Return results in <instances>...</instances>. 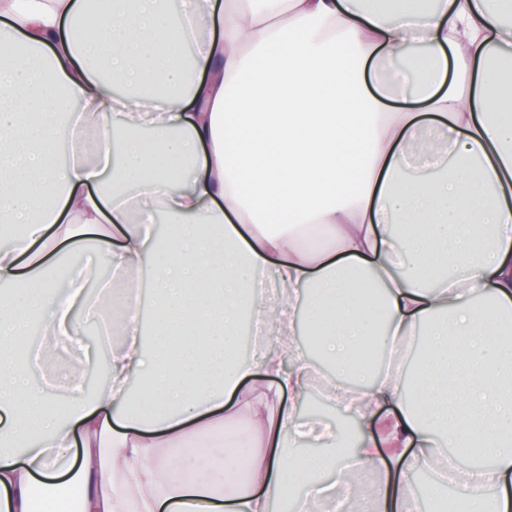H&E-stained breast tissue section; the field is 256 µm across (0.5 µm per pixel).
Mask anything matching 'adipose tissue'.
I'll return each instance as SVG.
<instances>
[{
	"instance_id": "ef3b65f1",
	"label": "adipose tissue",
	"mask_w": 512,
	"mask_h": 512,
	"mask_svg": "<svg viewBox=\"0 0 512 512\" xmlns=\"http://www.w3.org/2000/svg\"><path fill=\"white\" fill-rule=\"evenodd\" d=\"M0 0V344L38 323L79 343L109 310L120 350L92 399H48L0 363V512H422L416 471L488 459L434 512H512V0ZM95 126V163L81 128ZM74 128L73 159L56 161ZM173 232L158 244L151 226ZM121 288L88 297L87 242ZM154 344L133 337L153 253ZM272 274L277 298L257 289ZM336 367L353 450L297 401L312 379L297 312ZM262 391L291 404L233 399ZM154 392L132 415L129 381ZM233 432L247 477L226 462ZM316 438L342 495L310 479ZM194 448L205 469L159 485Z\"/></svg>"
}]
</instances>
